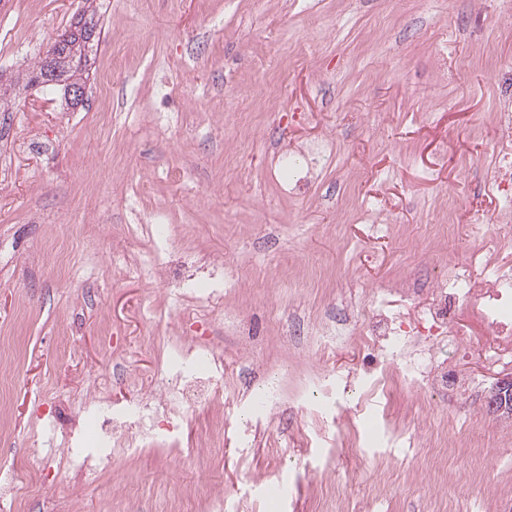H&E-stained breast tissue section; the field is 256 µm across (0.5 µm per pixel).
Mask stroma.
<instances>
[{
  "label": "stroma",
  "mask_w": 512,
  "mask_h": 512,
  "mask_svg": "<svg viewBox=\"0 0 512 512\" xmlns=\"http://www.w3.org/2000/svg\"><path fill=\"white\" fill-rule=\"evenodd\" d=\"M91 2L84 102L20 85L0 112V488L40 468L66 512H512V418L487 410L512 361L464 313L457 344L367 334L418 325L449 267L512 273L486 185L512 0H0V73ZM206 345L223 432L190 408L94 484L58 466L93 441L89 392L135 407Z\"/></svg>",
  "instance_id": "1"
}]
</instances>
